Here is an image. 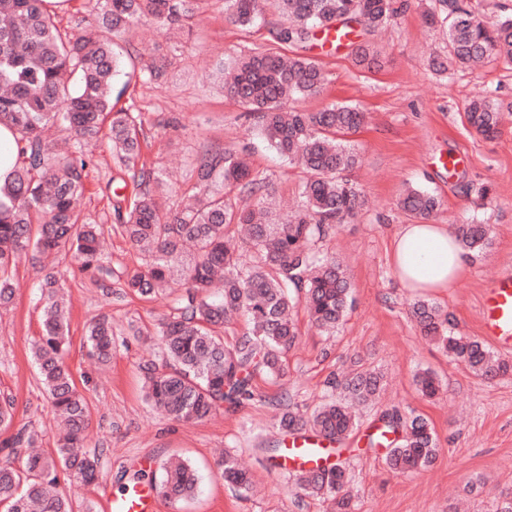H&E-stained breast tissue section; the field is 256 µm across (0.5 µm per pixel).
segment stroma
Returning a JSON list of instances; mask_svg holds the SVG:
<instances>
[{
  "label": "stroma",
  "instance_id": "stroma-1",
  "mask_svg": "<svg viewBox=\"0 0 512 512\" xmlns=\"http://www.w3.org/2000/svg\"><path fill=\"white\" fill-rule=\"evenodd\" d=\"M434 2L395 0L397 15L371 38L380 60L377 69L357 66L348 49L317 45L310 51L326 82L319 95L295 100V108L315 112L345 103L366 114L352 137L360 161L346 174L365 205L322 243L345 269L354 305L332 336L319 335L309 328L305 313H298L301 336L284 356L285 376H258L251 401L195 423L159 415L145 398L140 368L162 361L153 332L158 318L169 312L171 296L105 298L89 274L78 270L71 251L58 254L56 265L71 301L65 362L89 404L86 443L106 449L95 484L60 482L80 512H104L105 494L119 493L135 471L155 472L171 459L195 466L201 483L193 497L178 502L157 497L156 512H327L326 502L299 492L288 475L268 466L263 444L284 438L269 401L286 392L300 410H312L331 396L329 379L355 369L381 372L386 390L381 404L363 408L361 426L340 443L336 456L352 477L353 512H455L461 498L467 502L465 512H494L500 497L512 493V372L480 379L422 336L411 315L418 295L401 287L389 262L391 239L408 221L397 199L406 187L419 186L441 200L436 223L454 232L472 222L492 229L490 246L471 253L457 287L428 297L447 313L456 332L480 337V294L499 268H512V68L494 62L435 74L429 61L445 56L448 44L442 28L424 22ZM268 42L266 25L246 29L231 23L224 0H206L189 34L180 38L166 39L152 21L139 23L137 48L167 56V71L150 82L137 71L141 59H127L114 88L121 93L119 107L140 115L144 162L170 176L171 207H178L190 190L193 164L207 144L230 153L247 151L255 174L276 198L278 214L296 207L302 171L265 150L214 69L217 59L244 56ZM476 97L501 107L503 120L494 138L478 135L466 120L464 108ZM451 153L469 157L468 165L453 174L439 162ZM132 191L131 179L106 146L97 147L81 216L101 225L104 262L117 273L142 264L139 250L112 230L115 202L130 198ZM12 279L14 300L0 309V397L15 400L14 427L28 426L39 446L50 449L57 446L60 431L32 353L41 333V307L40 272L31 255L17 259ZM102 311L111 315L119 333L112 361L104 367L84 345L89 320ZM424 369L441 384L436 398L416 389L414 375ZM393 407L421 414L431 424L440 452L427 470L393 474L385 464L387 447L369 443L380 413ZM227 452L249 470L251 492L224 483L218 459Z\"/></svg>",
  "mask_w": 512,
  "mask_h": 512
}]
</instances>
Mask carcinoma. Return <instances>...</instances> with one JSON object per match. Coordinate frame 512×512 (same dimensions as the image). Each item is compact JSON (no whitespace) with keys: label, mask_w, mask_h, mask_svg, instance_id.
Segmentation results:
<instances>
[{"label":"carcinoma","mask_w":512,"mask_h":512,"mask_svg":"<svg viewBox=\"0 0 512 512\" xmlns=\"http://www.w3.org/2000/svg\"><path fill=\"white\" fill-rule=\"evenodd\" d=\"M204 0H94L93 18L62 33L45 0H0V125L16 135L17 163L0 186V307L9 306L14 288L9 270L17 257L32 249L49 253L67 249L80 268L103 273L98 228L81 218L79 201L92 157L87 147L105 142L117 166L132 180L133 199L113 205L115 230L143 254L144 266L117 275L128 293L153 298L177 285L173 313L162 317L157 336L164 364L144 368L146 397L159 412L178 422H192L224 406L238 408L254 397L258 374L285 375L283 355L295 345L299 329L290 310L304 299L309 321L330 335L342 325L352 306L345 270L336 258L317 248L331 229L355 216L363 205L361 192L343 173L359 163L347 136L359 131L364 112L332 104L319 112L288 107L294 97L320 94L324 73L313 58L277 47L304 48L319 33L341 24H357L371 33L394 17L392 0H274L281 20L271 24L272 46L257 49L231 66L219 65L226 93L246 109L267 146L296 162L307 173L301 186L303 204L288 218L265 206L266 182L257 178L247 154L212 149L200 152L186 203L168 204L166 176L148 171L142 162L141 123L113 103V82L120 50L132 45L135 25L153 21L162 30L190 24ZM233 22L251 27L257 19L255 0H224ZM443 24L448 57H433L429 66L445 74L448 66L464 67L496 60L512 65V14L488 22L467 0H437L425 14ZM168 58L155 56L143 76L157 81ZM474 131L493 138L500 130V112L490 99L475 98L466 107ZM58 125L75 134L72 151L63 152L45 137ZM398 207L408 217L427 222L440 209L434 194L415 187L403 191ZM487 224L459 229L462 244L482 251L489 244ZM252 251L249 262L243 253ZM41 290L42 333L35 346L40 380L67 435L46 454L27 457L24 469L14 458L34 443V434L20 429L3 441L0 460V505L6 512H77L75 502L58 491L62 473L86 485L97 478L103 450L85 446L89 410L65 364L69 345L67 306L59 273L45 270ZM231 314L245 317L246 328L230 343L219 328ZM421 333L448 356L461 360L481 378L512 370L481 341L459 336L449 319L428 301L413 304ZM92 356L112 359L116 340L109 317H94L87 330ZM419 391L435 396L436 376H415ZM383 376L357 370L339 383L342 398L330 399L302 413L276 400L280 427L310 431L343 441L360 425L353 406L375 405ZM379 436L389 442L388 468L409 474L433 464L439 444L428 421L414 412L385 410ZM224 481L248 490L251 479L236 457L218 463ZM298 489L330 501V512H351L353 499L347 469L335 464L315 472L293 474ZM147 480L166 498L192 495L198 478L187 464L160 466V477L138 471L131 482Z\"/></svg>","instance_id":"cac0c4a2"}]
</instances>
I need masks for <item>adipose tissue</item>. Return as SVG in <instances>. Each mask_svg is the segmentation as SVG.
<instances>
[{
    "mask_svg": "<svg viewBox=\"0 0 512 512\" xmlns=\"http://www.w3.org/2000/svg\"><path fill=\"white\" fill-rule=\"evenodd\" d=\"M389 257L401 286L419 294L456 287L469 268L467 251L444 224L400 225Z\"/></svg>",
    "mask_w": 512,
    "mask_h": 512,
    "instance_id": "obj_1",
    "label": "adipose tissue"
}]
</instances>
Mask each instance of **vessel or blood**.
<instances>
[{
	"instance_id": "vessel-or-blood-1",
	"label": "vessel or blood",
	"mask_w": 512,
	"mask_h": 512,
	"mask_svg": "<svg viewBox=\"0 0 512 512\" xmlns=\"http://www.w3.org/2000/svg\"><path fill=\"white\" fill-rule=\"evenodd\" d=\"M485 339L503 348L512 347V270L504 268L492 278L479 304ZM334 443L316 435H296L289 440L282 468L287 472L315 471L326 466ZM113 512H155L151 489L137 486L112 502Z\"/></svg>"
}]
</instances>
